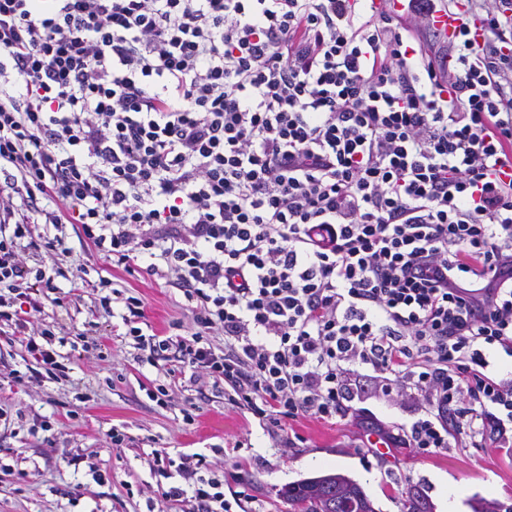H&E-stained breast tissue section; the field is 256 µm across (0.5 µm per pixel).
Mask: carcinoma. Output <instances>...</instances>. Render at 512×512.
Instances as JSON below:
<instances>
[{
    "instance_id": "carcinoma-1",
    "label": "carcinoma",
    "mask_w": 512,
    "mask_h": 512,
    "mask_svg": "<svg viewBox=\"0 0 512 512\" xmlns=\"http://www.w3.org/2000/svg\"><path fill=\"white\" fill-rule=\"evenodd\" d=\"M278 495L288 512H376L373 501L350 477L327 473L283 485ZM403 512H432L424 495L406 487L401 490Z\"/></svg>"
}]
</instances>
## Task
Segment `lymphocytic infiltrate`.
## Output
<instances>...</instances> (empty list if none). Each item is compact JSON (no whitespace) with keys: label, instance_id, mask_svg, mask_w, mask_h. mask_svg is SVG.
<instances>
[{"label":"lymphocytic infiltrate","instance_id":"lymphocytic-infiltrate-1","mask_svg":"<svg viewBox=\"0 0 512 512\" xmlns=\"http://www.w3.org/2000/svg\"><path fill=\"white\" fill-rule=\"evenodd\" d=\"M440 11L445 49L395 26ZM40 220L157 257L193 338L143 335L136 297L130 335L255 417L343 419L392 379L425 405L394 447H512V0H0V316L52 371L16 247ZM152 466L232 512L204 455Z\"/></svg>","mask_w":512,"mask_h":512}]
</instances>
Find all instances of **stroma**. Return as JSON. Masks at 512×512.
<instances>
[{
	"mask_svg": "<svg viewBox=\"0 0 512 512\" xmlns=\"http://www.w3.org/2000/svg\"><path fill=\"white\" fill-rule=\"evenodd\" d=\"M43 239L65 235L69 253L27 251L30 266L58 265L67 278L44 289L35 329L50 328L63 378H31L25 341L0 325V512H175L161 492L170 479L150 467L155 452L170 458L201 453L225 493L240 494L242 512H288L276 496L282 485L340 471L371 496L377 512H402L399 489L412 484L433 512H472L483 498L512 505V452L486 443L423 454L413 448L374 451L365 426L312 417L277 429L229 404L223 387L199 394L189 367L154 359L129 336L123 298H141L144 334H172L189 324L181 292L145 267L114 266L79 225H36ZM107 286H100V279ZM71 292L63 305L57 293ZM165 389V403L154 395ZM364 405L383 428L410 424L421 403L400 388L369 386ZM193 423H186V415ZM78 455L79 467L66 457Z\"/></svg>",
	"mask_w": 512,
	"mask_h": 512,
	"instance_id": "1",
	"label": "stroma"
}]
</instances>
